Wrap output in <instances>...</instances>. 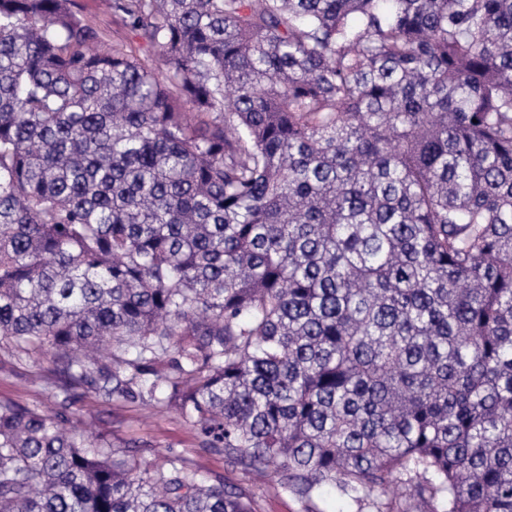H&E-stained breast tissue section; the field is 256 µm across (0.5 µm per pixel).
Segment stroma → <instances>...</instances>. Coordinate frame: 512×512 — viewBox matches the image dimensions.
<instances>
[{
  "label": "stroma",
  "mask_w": 512,
  "mask_h": 512,
  "mask_svg": "<svg viewBox=\"0 0 512 512\" xmlns=\"http://www.w3.org/2000/svg\"><path fill=\"white\" fill-rule=\"evenodd\" d=\"M84 16L112 42L139 45L140 40L106 9L103 0H80ZM50 352L16 360L0 351V399L12 400L53 415L65 411L68 420L81 429L106 435L113 448L136 454L152 463L165 451L180 454L205 475L223 476L226 483L253 496L259 512H350L351 506L324 486L311 504H304L268 477L229 462L203 448L201 438L173 412H157L141 403L107 401L81 388L72 389L66 404H59L46 387L56 381Z\"/></svg>",
  "instance_id": "obj_1"
}]
</instances>
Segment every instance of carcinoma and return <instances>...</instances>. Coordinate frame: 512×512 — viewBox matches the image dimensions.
Wrapping results in <instances>:
<instances>
[{
	"mask_svg": "<svg viewBox=\"0 0 512 512\" xmlns=\"http://www.w3.org/2000/svg\"><path fill=\"white\" fill-rule=\"evenodd\" d=\"M0 0V346L310 503L512 512V0ZM0 401V512H257ZM79 1L84 8V16L96 27L100 28L111 43H130L134 47L140 45L141 41L139 38L131 33L119 18L112 16L102 0Z\"/></svg>",
	"mask_w": 512,
	"mask_h": 512,
	"instance_id": "carcinoma-1",
	"label": "carcinoma"
}]
</instances>
